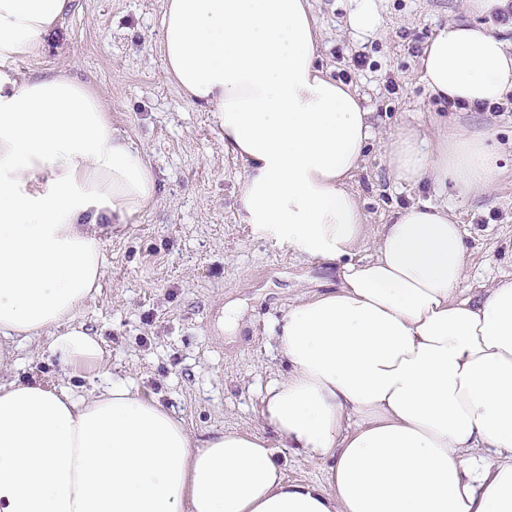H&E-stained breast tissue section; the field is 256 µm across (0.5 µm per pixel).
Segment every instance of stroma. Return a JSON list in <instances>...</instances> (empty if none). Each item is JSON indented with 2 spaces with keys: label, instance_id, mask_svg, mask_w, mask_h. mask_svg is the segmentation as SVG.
<instances>
[{
  "label": "stroma",
  "instance_id": "35a3bbf8",
  "mask_svg": "<svg viewBox=\"0 0 512 512\" xmlns=\"http://www.w3.org/2000/svg\"><path fill=\"white\" fill-rule=\"evenodd\" d=\"M163 0H76L45 38L38 62L8 65L17 81L68 71L96 91L112 121L149 154L157 196L142 215L103 233L106 273L98 298L76 320L101 340L105 362L64 371L46 341L17 346L5 377L82 395L121 379L153 396L204 439L218 430L268 435L260 417L266 386L288 372L271 336L288 305L337 283L336 264L304 261L257 238L240 222L233 196L240 161L224 153L213 113L187 104L167 82L155 49ZM320 30L321 66L349 84L372 111L377 137L353 185L371 232L395 210L439 202L429 185L394 184L383 143L405 114L423 126L447 116L461 130H493L512 144V105L500 112L441 105L420 80L424 43L464 18L463 0H372L377 24H349L360 0H309ZM363 56L364 66L354 64ZM498 186L469 200L449 198L468 244L459 299H475L512 278V157ZM243 316L225 332L224 308Z\"/></svg>",
  "mask_w": 512,
  "mask_h": 512
}]
</instances>
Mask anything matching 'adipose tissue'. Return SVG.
<instances>
[{
  "label": "adipose tissue",
  "instance_id": "obj_1",
  "mask_svg": "<svg viewBox=\"0 0 512 512\" xmlns=\"http://www.w3.org/2000/svg\"><path fill=\"white\" fill-rule=\"evenodd\" d=\"M74 0H0V371L18 340L48 338L68 368L103 358L75 320L105 275L101 234L156 194L144 149L68 72L17 82ZM466 18L425 44L421 79L468 106L512 91V44L486 19L507 0H465ZM157 49L191 105L213 112L243 164L235 209L263 240L337 263L336 289L275 320L289 366L260 416L272 438H194L123 381L76 396L0 381V512H512V279L457 300L467 245L447 206L414 203L355 259L365 211L351 186L372 114L319 68L309 0H163ZM489 132L401 122L384 159L399 185L472 199L501 177ZM324 465L291 482L276 448Z\"/></svg>",
  "mask_w": 512,
  "mask_h": 512
}]
</instances>
